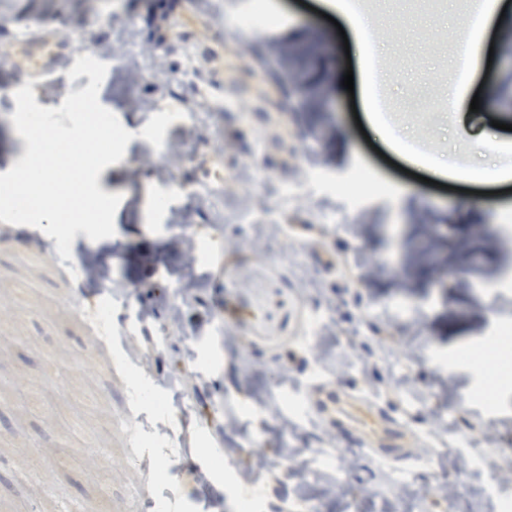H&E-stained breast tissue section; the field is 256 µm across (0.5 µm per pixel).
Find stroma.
Instances as JSON below:
<instances>
[{"instance_id":"stroma-1","label":"stroma","mask_w":512,"mask_h":512,"mask_svg":"<svg viewBox=\"0 0 512 512\" xmlns=\"http://www.w3.org/2000/svg\"><path fill=\"white\" fill-rule=\"evenodd\" d=\"M266 2L280 18L268 35L225 28L242 0L151 10L144 0H0V173L25 149L13 90L28 84L39 106H61L90 79H68L58 59L83 47L107 66L98 98L121 124L145 126L154 104L199 115L167 127L165 154L138 137L100 173L123 196L114 236L77 233L64 261L55 239L0 222V512H239L254 492L261 512H285L299 496L313 512H500L498 495L512 496V391L487 407L484 376L454 358L512 323V292L488 291L512 270L497 224L512 189L496 184L464 214L477 185L464 192L431 185L432 169L419 179L401 171L325 0ZM428 2L410 19L403 0H381V60H400L404 79L375 94L394 111L419 105L407 138L427 143L433 160L512 166V0L489 29L492 64L471 83L492 109L471 114L483 139L465 152L445 89L469 0ZM298 49L323 58L321 91L270 107L267 73ZM188 67L207 95L173 100L168 79ZM357 166L389 194L350 223H321L345 201L319 192L312 173ZM270 211L277 222L241 219ZM77 262L99 278L72 287ZM100 304L112 308L108 336L87 315ZM316 310L326 319L313 329ZM320 383L358 393L379 417L353 432L321 422L307 402ZM384 416L419 434L414 456L366 447L362 434ZM323 451L343 460L342 473L316 471ZM213 466L219 480L192 482Z\"/></svg>"}]
</instances>
